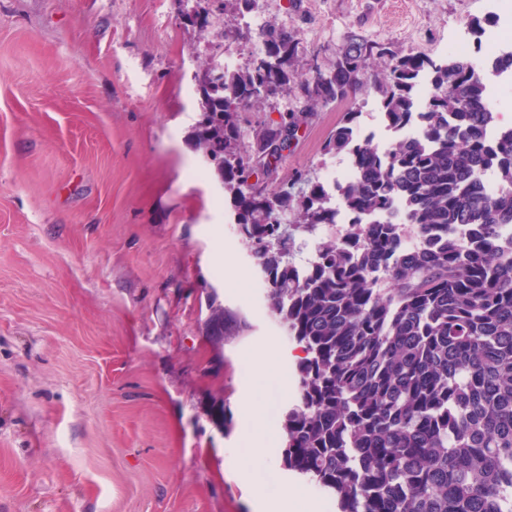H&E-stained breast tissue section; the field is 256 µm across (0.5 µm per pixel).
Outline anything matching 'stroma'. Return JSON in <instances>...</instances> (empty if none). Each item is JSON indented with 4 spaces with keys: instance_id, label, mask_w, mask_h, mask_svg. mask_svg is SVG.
I'll use <instances>...</instances> for the list:
<instances>
[{
    "instance_id": "obj_1",
    "label": "stroma",
    "mask_w": 512,
    "mask_h": 512,
    "mask_svg": "<svg viewBox=\"0 0 512 512\" xmlns=\"http://www.w3.org/2000/svg\"><path fill=\"white\" fill-rule=\"evenodd\" d=\"M299 59L356 33L434 59L471 55L491 0H264ZM178 0H0V512H268L253 483L294 476L280 442L247 458L251 402L278 410L295 350L217 177L192 81L215 49ZM347 104L317 113L285 165L312 177ZM241 313L206 334L207 296ZM271 357L255 381L247 359ZM227 415H220V407Z\"/></svg>"
}]
</instances>
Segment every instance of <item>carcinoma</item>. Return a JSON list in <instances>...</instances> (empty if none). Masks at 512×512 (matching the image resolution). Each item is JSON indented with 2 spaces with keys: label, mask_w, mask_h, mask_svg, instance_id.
Instances as JSON below:
<instances>
[{
  "label": "carcinoma",
  "mask_w": 512,
  "mask_h": 512,
  "mask_svg": "<svg viewBox=\"0 0 512 512\" xmlns=\"http://www.w3.org/2000/svg\"><path fill=\"white\" fill-rule=\"evenodd\" d=\"M257 0H195L199 34L243 41L244 8ZM262 32L264 49L224 70L197 62V149L215 172L253 265L266 283L270 314L303 353L293 403L282 414V465L336 500L338 512H512V127L487 147L483 76L467 60H434L359 34L327 68L298 67L299 38L288 27ZM430 73L436 92L420 136L397 140L387 156L354 133L344 113L323 146L345 155L353 180L338 186L351 217L345 238L316 245L300 280L293 268L303 236L336 224L331 196L297 170L273 189L247 196L253 164L282 168V130L308 123L333 102L368 90L395 127L415 111L414 77ZM299 106L274 123L243 126L262 93ZM497 171L501 192L487 194L481 171ZM398 223L369 217L392 211ZM419 241L401 251L404 226ZM238 315L209 303L212 336H232Z\"/></svg>",
  "instance_id": "1"
}]
</instances>
